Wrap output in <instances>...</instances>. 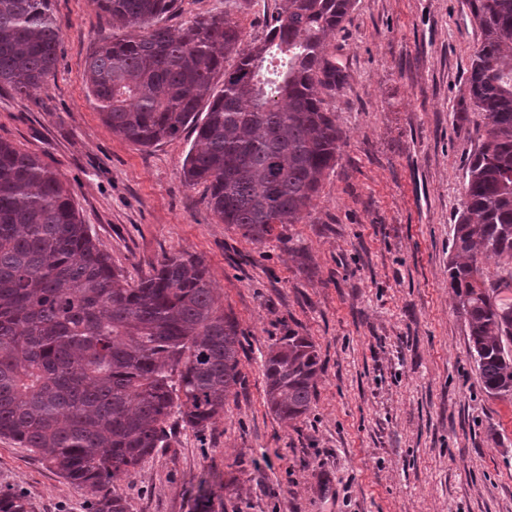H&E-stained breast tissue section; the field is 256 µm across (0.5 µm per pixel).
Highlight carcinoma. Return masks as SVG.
<instances>
[{
    "instance_id": "1",
    "label": "carcinoma",
    "mask_w": 512,
    "mask_h": 512,
    "mask_svg": "<svg viewBox=\"0 0 512 512\" xmlns=\"http://www.w3.org/2000/svg\"><path fill=\"white\" fill-rule=\"evenodd\" d=\"M51 0H0V86L19 94L53 76L61 23ZM174 0H95L112 27L85 61L88 96L112 132L139 146L194 143L182 170L205 182L207 207L262 243L297 224L343 136L322 94L346 75L324 51L354 0H279L265 42L241 48L228 14L173 29ZM481 30L468 82L483 117L453 225L448 284L468 326L484 391L512 396V271L487 283L482 263L512 258V0H468ZM238 57L215 90L229 54ZM209 101L204 118L200 106ZM240 331L216 306L203 262L171 256L129 282L82 223L61 176L0 140V437L38 455L90 496L89 512H127L110 484L167 446L176 415L203 429L241 384ZM266 403L282 421L305 415L321 369L295 331L263 360ZM0 512H28L0 495Z\"/></svg>"
}]
</instances>
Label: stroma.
Here are the masks:
<instances>
[{
	"mask_svg": "<svg viewBox=\"0 0 512 512\" xmlns=\"http://www.w3.org/2000/svg\"><path fill=\"white\" fill-rule=\"evenodd\" d=\"M55 74L0 89V140L60 174L83 223L128 281L171 255L203 259L216 305L242 332L238 394L114 484L127 512H512V397L485 393L448 286L480 121L468 76L481 40L467 0H356L325 51L346 75L326 92L336 164L282 240L219 223L182 166L195 133L150 147L113 134L87 98L85 59L112 30L93 0H52ZM277 0H175L180 26L228 12L262 44ZM322 369L300 420L268 409L262 361L288 330ZM30 512H85V493L0 438V495Z\"/></svg>",
	"mask_w": 512,
	"mask_h": 512,
	"instance_id": "1",
	"label": "stroma"
}]
</instances>
